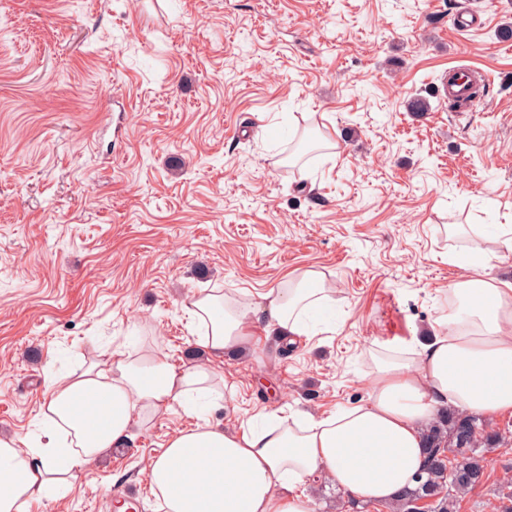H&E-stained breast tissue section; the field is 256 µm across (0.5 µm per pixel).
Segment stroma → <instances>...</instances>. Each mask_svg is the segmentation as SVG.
Instances as JSON below:
<instances>
[{"label":"stroma","mask_w":512,"mask_h":512,"mask_svg":"<svg viewBox=\"0 0 512 512\" xmlns=\"http://www.w3.org/2000/svg\"><path fill=\"white\" fill-rule=\"evenodd\" d=\"M484 25L452 26L462 8ZM0 434L44 441L49 381L105 351L155 345L199 364L185 303L259 302L317 272L333 316L288 349L225 355L224 424L321 418L364 403L371 351L427 341L457 255L512 282V0H0ZM485 72L465 112L417 90ZM201 419L154 415L126 447L28 512H112L148 463ZM489 478L458 512H501L512 418Z\"/></svg>","instance_id":"35a3bbf8"}]
</instances>
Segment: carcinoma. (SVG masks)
<instances>
[{
  "mask_svg": "<svg viewBox=\"0 0 512 512\" xmlns=\"http://www.w3.org/2000/svg\"><path fill=\"white\" fill-rule=\"evenodd\" d=\"M487 423L464 414H445L427 427L428 460L415 486L391 503L394 512H415L417 502L431 501L430 512H456L459 500L482 487L487 478L488 449L483 440H496L486 433Z\"/></svg>",
  "mask_w": 512,
  "mask_h": 512,
  "instance_id": "1",
  "label": "carcinoma"
}]
</instances>
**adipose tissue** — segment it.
<instances>
[{
  "mask_svg": "<svg viewBox=\"0 0 512 512\" xmlns=\"http://www.w3.org/2000/svg\"><path fill=\"white\" fill-rule=\"evenodd\" d=\"M452 313L435 321L429 343L390 347L374 355L368 399L323 417L264 413L260 427L205 423L171 437L149 464V480L165 512H317L302 486L332 476L344 492L388 502L424 467L423 430L444 410L485 418L512 416V283L473 276L456 283ZM266 334L307 336L327 304L317 273L298 275L293 288L262 296ZM205 332L198 343L212 359L245 349L255 321L248 301L208 294L185 305ZM212 367H171L160 350L107 353L46 390L45 411L65 446L55 440L22 449L0 437V512H25L50 488L78 479L92 462L125 446L134 430L163 409H192L209 396Z\"/></svg>",
  "mask_w": 512,
  "mask_h": 512,
  "instance_id": "obj_1",
  "label": "adipose tissue"
}]
</instances>
